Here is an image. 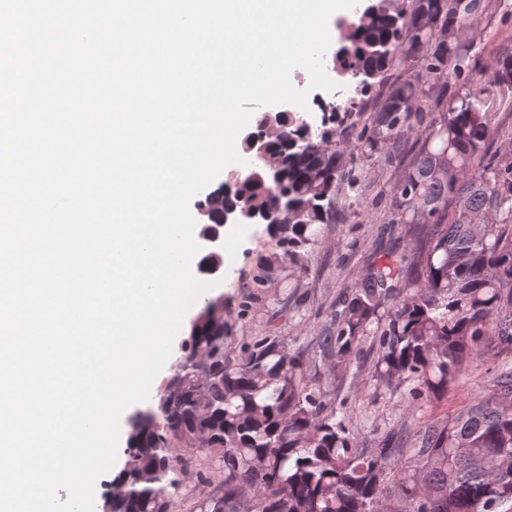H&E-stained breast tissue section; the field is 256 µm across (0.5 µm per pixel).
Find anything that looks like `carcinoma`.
<instances>
[{"label":"carcinoma","instance_id":"carcinoma-1","mask_svg":"<svg viewBox=\"0 0 512 512\" xmlns=\"http://www.w3.org/2000/svg\"><path fill=\"white\" fill-rule=\"evenodd\" d=\"M512 22V0H367L336 23L331 70L355 81L343 102L321 101L318 125L268 113L278 168L227 174V187L268 225L293 273L337 223L355 166L394 168L387 223L411 242L369 261L306 341L277 318L230 335L224 302L191 322L184 355L155 404L130 421L126 480L107 512H512V364L460 410L415 426L373 428L338 400L336 382L365 377L414 412L448 399L491 347L512 354V53L483 57L476 31ZM368 369L356 368L364 345Z\"/></svg>","mask_w":512,"mask_h":512}]
</instances>
